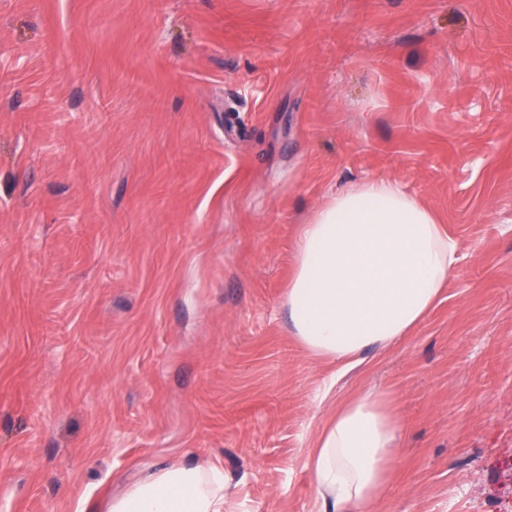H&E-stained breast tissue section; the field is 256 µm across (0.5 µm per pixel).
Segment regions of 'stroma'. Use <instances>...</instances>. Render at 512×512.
Returning a JSON list of instances; mask_svg holds the SVG:
<instances>
[{
	"mask_svg": "<svg viewBox=\"0 0 512 512\" xmlns=\"http://www.w3.org/2000/svg\"><path fill=\"white\" fill-rule=\"evenodd\" d=\"M376 178L459 262L320 402L296 244ZM368 387L404 429L378 512H512V0H0V512L177 464L312 512L307 443Z\"/></svg>",
	"mask_w": 512,
	"mask_h": 512,
	"instance_id": "obj_1",
	"label": "stroma"
}]
</instances>
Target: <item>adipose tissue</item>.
Wrapping results in <instances>:
<instances>
[{
	"instance_id": "ef3b65f1",
	"label": "adipose tissue",
	"mask_w": 512,
	"mask_h": 512,
	"mask_svg": "<svg viewBox=\"0 0 512 512\" xmlns=\"http://www.w3.org/2000/svg\"><path fill=\"white\" fill-rule=\"evenodd\" d=\"M458 243L400 182L372 179L338 193L303 225L285 295L291 332L336 373L369 349L404 339L439 300ZM401 422L381 389L338 405L308 454L319 512H377L392 484ZM110 512H224V471L172 465L115 499Z\"/></svg>"
}]
</instances>
